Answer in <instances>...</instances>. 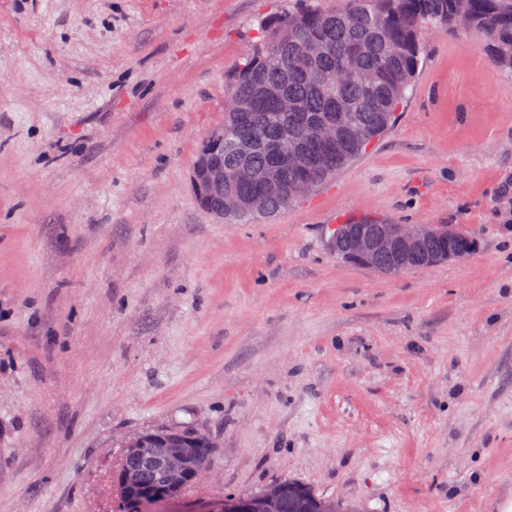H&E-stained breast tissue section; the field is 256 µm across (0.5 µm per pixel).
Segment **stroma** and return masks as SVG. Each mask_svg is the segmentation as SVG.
<instances>
[{"mask_svg": "<svg viewBox=\"0 0 512 512\" xmlns=\"http://www.w3.org/2000/svg\"><path fill=\"white\" fill-rule=\"evenodd\" d=\"M295 0H0V512H103L136 434L210 436L187 505L294 479L362 512L512 503V73L425 37L397 122L227 224L189 171L257 19ZM452 225L396 275L327 226Z\"/></svg>", "mask_w": 512, "mask_h": 512, "instance_id": "obj_1", "label": "stroma"}]
</instances>
